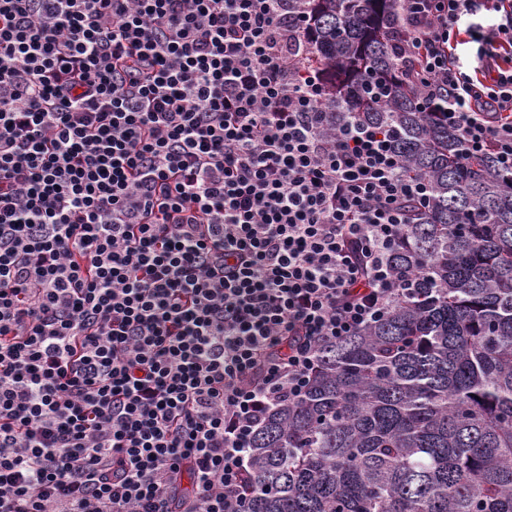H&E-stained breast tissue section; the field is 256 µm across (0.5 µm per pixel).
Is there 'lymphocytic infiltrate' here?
Wrapping results in <instances>:
<instances>
[{
  "label": "lymphocytic infiltrate",
  "instance_id": "1",
  "mask_svg": "<svg viewBox=\"0 0 512 512\" xmlns=\"http://www.w3.org/2000/svg\"><path fill=\"white\" fill-rule=\"evenodd\" d=\"M392 41L512 171V0H405ZM309 48L303 0H0V512H247L267 411L410 291L427 183L330 127Z\"/></svg>",
  "mask_w": 512,
  "mask_h": 512
}]
</instances>
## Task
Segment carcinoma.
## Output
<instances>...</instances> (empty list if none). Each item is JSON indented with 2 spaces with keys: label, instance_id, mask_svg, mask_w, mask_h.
Masks as SVG:
<instances>
[{
  "label": "carcinoma",
  "instance_id": "obj_1",
  "mask_svg": "<svg viewBox=\"0 0 512 512\" xmlns=\"http://www.w3.org/2000/svg\"><path fill=\"white\" fill-rule=\"evenodd\" d=\"M404 0H305L332 123L387 124L428 183L393 269L415 290L327 344L254 435L249 512H512V174L463 163L394 79Z\"/></svg>",
  "mask_w": 512,
  "mask_h": 512
}]
</instances>
